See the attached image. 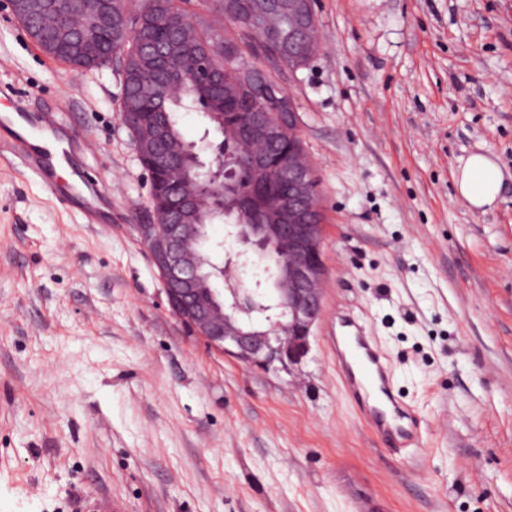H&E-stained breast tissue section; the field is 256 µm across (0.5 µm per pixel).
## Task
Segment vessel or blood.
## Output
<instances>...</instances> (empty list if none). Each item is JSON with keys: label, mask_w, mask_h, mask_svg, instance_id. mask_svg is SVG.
I'll list each match as a JSON object with an SVG mask.
<instances>
[{"label": "vessel or blood", "mask_w": 512, "mask_h": 512, "mask_svg": "<svg viewBox=\"0 0 512 512\" xmlns=\"http://www.w3.org/2000/svg\"><path fill=\"white\" fill-rule=\"evenodd\" d=\"M79 145L55 110H35L17 102L0 109V157H11L39 178L45 190L78 211L85 223H102L101 197L79 169L71 165ZM70 168L72 180L61 183L59 172ZM342 335L333 336L336 377L355 403L369 431L388 448H417L423 420L395 389L393 363L361 316L340 317Z\"/></svg>", "instance_id": "1"}]
</instances>
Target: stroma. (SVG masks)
I'll list each match as a JSON object with an SVG mask.
<instances>
[{"label": "stroma", "mask_w": 512, "mask_h": 512, "mask_svg": "<svg viewBox=\"0 0 512 512\" xmlns=\"http://www.w3.org/2000/svg\"><path fill=\"white\" fill-rule=\"evenodd\" d=\"M291 75L324 214L323 310L299 365L237 362L174 317L132 227L150 181L118 64L84 75L0 8V97L61 108L112 209L86 224L0 162V512H512V0H316ZM502 174L458 196L462 159ZM366 317L426 445L399 454L336 381ZM460 198L474 209L492 204L500 190L501 174L484 153H473L463 162L455 178Z\"/></svg>", "instance_id": "35a3bbf8"}]
</instances>
